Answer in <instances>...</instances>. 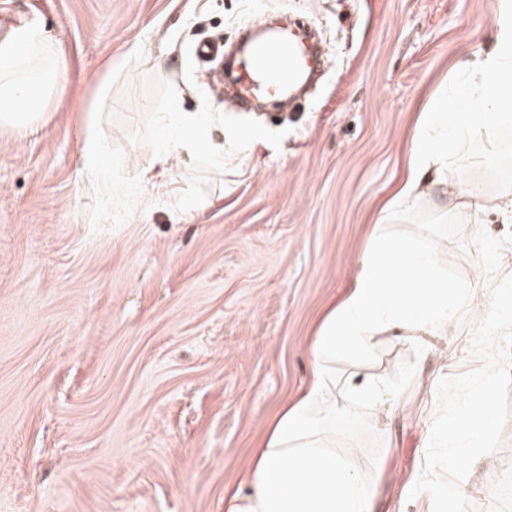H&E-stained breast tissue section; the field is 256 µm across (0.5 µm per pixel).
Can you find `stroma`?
<instances>
[{
  "instance_id": "35a3bbf8",
  "label": "stroma",
  "mask_w": 512,
  "mask_h": 512,
  "mask_svg": "<svg viewBox=\"0 0 512 512\" xmlns=\"http://www.w3.org/2000/svg\"><path fill=\"white\" fill-rule=\"evenodd\" d=\"M496 0H0V33L34 23L63 62V91L39 127L0 126V512H227L267 424L305 389L312 345L372 236L437 249V276L488 301L512 289V223L442 214L435 198L380 223L407 173V141L484 46ZM307 15L329 55L292 112H235L210 95L195 57L209 29L269 12ZM219 120L223 165L199 154L165 188L140 170L174 104ZM94 125L107 179L81 166ZM264 143L248 150L253 131ZM473 142L461 170L483 195L512 194V128ZM504 263L486 274L483 246ZM466 325L367 356L337 355V384L393 390L389 419L337 417L327 432L372 491L373 512H431L409 491L424 465L436 387L477 367ZM500 447L465 480L475 512Z\"/></svg>"
}]
</instances>
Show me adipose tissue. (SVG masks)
Segmentation results:
<instances>
[{
  "mask_svg": "<svg viewBox=\"0 0 512 512\" xmlns=\"http://www.w3.org/2000/svg\"><path fill=\"white\" fill-rule=\"evenodd\" d=\"M62 67L38 25L19 26L0 37V123L20 131L41 123L60 89ZM458 74L464 84L454 98L436 100L422 113L408 144V175L394 201L406 208L436 193L460 220L478 223L492 206L512 221V196H483L458 167L471 141L495 147V133L512 122V0H498L490 45L468 53ZM207 124L202 113L173 108L166 124L171 135L154 153L147 177H165L173 158L202 149L223 162V146L204 138ZM436 263L434 245L373 239L350 292L319 328L305 393L284 406L253 448L244 472L249 492L230 494L229 512H371L369 487L350 459L330 450L323 430L336 415L353 419L365 407L389 416L396 398L384 387L353 381L346 395L337 396L326 363L346 349L365 351L378 333L410 339L447 331L466 298L436 278Z\"/></svg>",
  "mask_w": 512,
  "mask_h": 512,
  "instance_id": "obj_1",
  "label": "adipose tissue"
}]
</instances>
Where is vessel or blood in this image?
Masks as SVG:
<instances>
[{
  "label": "vessel or blood",
  "instance_id": "1",
  "mask_svg": "<svg viewBox=\"0 0 512 512\" xmlns=\"http://www.w3.org/2000/svg\"><path fill=\"white\" fill-rule=\"evenodd\" d=\"M318 65L317 50L304 41L278 33L256 40L236 68L239 92L227 106L240 110L258 96L285 94Z\"/></svg>",
  "mask_w": 512,
  "mask_h": 512
}]
</instances>
